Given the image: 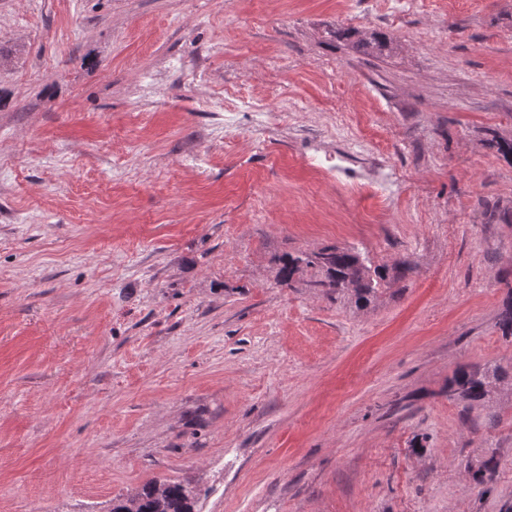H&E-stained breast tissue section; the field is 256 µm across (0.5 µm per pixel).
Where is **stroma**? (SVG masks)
<instances>
[{"instance_id": "obj_1", "label": "stroma", "mask_w": 512, "mask_h": 512, "mask_svg": "<svg viewBox=\"0 0 512 512\" xmlns=\"http://www.w3.org/2000/svg\"><path fill=\"white\" fill-rule=\"evenodd\" d=\"M0 46V512L512 506V386L448 393L512 373V0H0ZM326 246L412 270L279 284ZM304 267L319 268L324 278L315 282L316 288L328 295L352 291L357 307L366 306L376 294L381 281L389 271L387 268H374L373 275L361 254L354 248L326 247L317 252L286 255L280 261L279 283L293 287L295 276ZM506 376L499 367H463L448 379V392L469 404L489 398ZM195 492L179 482H154L144 486L135 495L116 498L110 512H126V504L138 501L137 512H194Z\"/></svg>"}]
</instances>
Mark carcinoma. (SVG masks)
Wrapping results in <instances>:
<instances>
[{
  "instance_id": "1",
  "label": "carcinoma",
  "mask_w": 512,
  "mask_h": 512,
  "mask_svg": "<svg viewBox=\"0 0 512 512\" xmlns=\"http://www.w3.org/2000/svg\"><path fill=\"white\" fill-rule=\"evenodd\" d=\"M305 267L319 268L324 278L315 287L328 295L352 291L354 303L363 307L370 303L377 286L388 276L385 268L371 269L361 254L353 248L326 247L317 252L286 255L280 261L279 283L293 287L295 276ZM506 376L494 366L463 367L448 379V392L474 404L491 396L496 385ZM494 458L485 460L472 472V480L478 486H486L494 479ZM195 492L188 486L173 481L154 482L144 486L135 495L112 500L110 512H126V504L138 501V512H193Z\"/></svg>"
}]
</instances>
